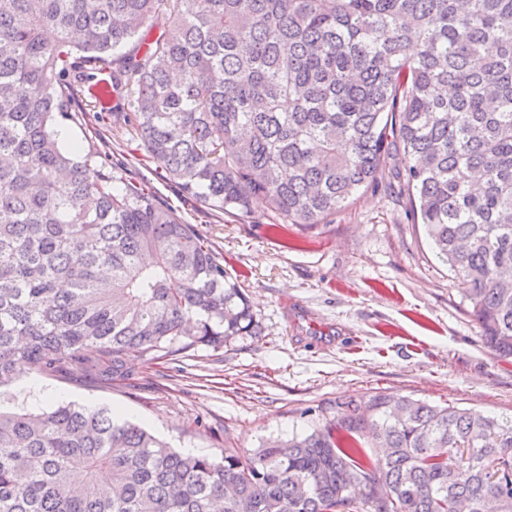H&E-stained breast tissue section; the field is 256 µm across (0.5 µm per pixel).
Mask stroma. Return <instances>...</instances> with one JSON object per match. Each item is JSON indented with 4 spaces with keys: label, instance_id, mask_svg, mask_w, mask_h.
<instances>
[{
    "label": "stroma",
    "instance_id": "stroma-1",
    "mask_svg": "<svg viewBox=\"0 0 512 512\" xmlns=\"http://www.w3.org/2000/svg\"><path fill=\"white\" fill-rule=\"evenodd\" d=\"M60 130L122 161L123 179L149 186L206 239L244 288L259 333L217 350L132 359L128 380L109 388L79 365L62 379L27 370L0 405L105 407L194 456L249 453L269 437L308 431L321 403L375 388L512 417V358L485 346L462 282L414 223L407 195L382 184L327 222L274 230L262 200L238 217L183 197L159 162L143 160L122 118L78 119ZM288 301L308 313L294 328L285 321Z\"/></svg>",
    "mask_w": 512,
    "mask_h": 512
}]
</instances>
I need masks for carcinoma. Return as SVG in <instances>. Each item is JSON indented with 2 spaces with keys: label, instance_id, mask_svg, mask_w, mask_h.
<instances>
[{
  "label": "carcinoma",
  "instance_id": "carcinoma-1",
  "mask_svg": "<svg viewBox=\"0 0 512 512\" xmlns=\"http://www.w3.org/2000/svg\"><path fill=\"white\" fill-rule=\"evenodd\" d=\"M128 100L187 197L321 224L391 177L512 358V0H0V390L259 325L153 192L57 127ZM310 433L185 456L106 408L0 410V512H512V417L375 391ZM381 448L380 454L368 452Z\"/></svg>",
  "mask_w": 512,
  "mask_h": 512
}]
</instances>
